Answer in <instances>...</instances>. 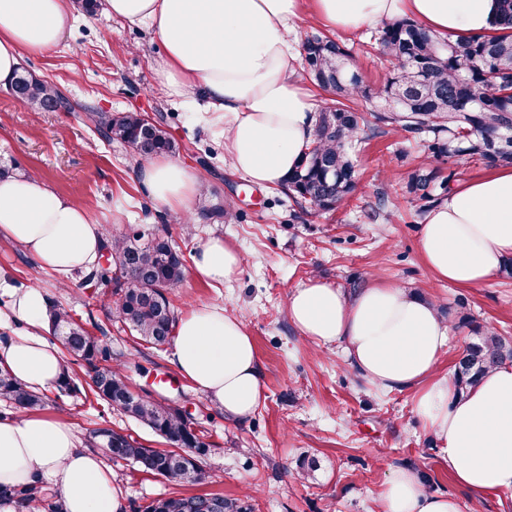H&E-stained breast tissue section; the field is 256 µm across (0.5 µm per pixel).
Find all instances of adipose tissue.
I'll list each match as a JSON object with an SVG mask.
<instances>
[{"mask_svg":"<svg viewBox=\"0 0 512 512\" xmlns=\"http://www.w3.org/2000/svg\"><path fill=\"white\" fill-rule=\"evenodd\" d=\"M302 0H102L103 10L132 25L151 23L164 46L156 69L166 94L200 93L221 124L224 158L262 187L281 185L313 140V101L298 75L289 32ZM327 26L350 31L407 16L454 38L495 31L497 0H313ZM77 10L75 0H0V84L21 68L24 53L56 46ZM138 179L156 205L188 220L200 189L181 162L156 157ZM0 242L22 248L53 271L61 286L95 261L102 239L88 211L34 173L0 177ZM420 250L439 279L474 287L512 258V169L454 189L427 212ZM242 257L223 237L202 241L192 271L209 283L236 279ZM9 304L0 323L23 333L0 340V371L35 392L52 389L63 353L49 340L48 298L37 286L17 290L0 276ZM288 318L306 339L342 345L371 385L416 392L415 412L434 437L457 484L477 494L512 490V364L490 368L471 387L438 375L449 326L435 303L393 284L375 282L347 295L320 279L288 297ZM172 361L179 373L244 422L265 399L248 325L223 306L192 308L175 325ZM43 481L67 512H122L124 503L100 453L54 418L21 413L0 419V484ZM379 512H466L456 497L429 491L413 470L387 479Z\"/></svg>","mask_w":512,"mask_h":512,"instance_id":"adipose-tissue-1","label":"adipose tissue"}]
</instances>
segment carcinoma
Masks as SVG:
<instances>
[{"instance_id": "obj_1", "label": "carcinoma", "mask_w": 512, "mask_h": 512, "mask_svg": "<svg viewBox=\"0 0 512 512\" xmlns=\"http://www.w3.org/2000/svg\"><path fill=\"white\" fill-rule=\"evenodd\" d=\"M495 34L451 39L433 34L409 19L379 24L373 40L390 66L386 83L376 89L364 85L353 69L351 53L337 40L311 32L301 50L311 82L328 94L315 112L314 139L304 152L284 193L300 198L316 212L331 211L348 202L357 187V154L371 138L390 129L416 139L425 158L450 161L467 156L488 167L512 166V0H499ZM21 101L38 112L59 97L58 88L18 73ZM374 123H369L368 117ZM86 120L108 143L128 146L141 160L175 154L180 146L163 121L141 112L113 115L87 112ZM453 179L441 176L429 163L413 168L400 190L415 202L420 215L453 189ZM109 254V265L96 261L80 272L87 284L110 289L108 318L121 322L130 334L159 349L170 343L176 324L170 291L184 277L179 246L163 234L147 236L139 229L103 235L99 256ZM52 335L69 354L89 368L91 383L80 389L64 371L57 389L107 404L144 424L171 448H148L128 434L112 428L93 431L96 444L115 460L136 470L157 474L172 485L205 480L203 468L193 470L178 448H194L206 455L210 444L201 430L168 400L135 395L128 381L112 367V350L93 336L68 311L52 306ZM512 362V340L488 330L459 362L456 381L466 388L489 368ZM0 400L17 411H37L46 397L27 390L10 376L0 374ZM16 503L17 512H65L58 494L42 482L0 485V500ZM203 495L175 492L132 509V512H203Z\"/></svg>"}]
</instances>
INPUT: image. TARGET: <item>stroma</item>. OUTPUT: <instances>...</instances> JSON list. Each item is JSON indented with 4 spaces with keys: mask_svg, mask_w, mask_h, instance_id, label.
Segmentation results:
<instances>
[{
    "mask_svg": "<svg viewBox=\"0 0 512 512\" xmlns=\"http://www.w3.org/2000/svg\"><path fill=\"white\" fill-rule=\"evenodd\" d=\"M367 28L336 31L356 53L365 85L376 88L387 69L358 51ZM162 48L149 25H129L96 11L79 14L60 43L25 55L22 67L65 90L78 108L36 112L0 87V165L40 173L53 188L85 207L105 229L128 224L146 232L166 230L191 259L198 243L223 236L243 258L236 280L216 287L193 275L171 293L178 313L221 304L244 313L256 351L266 398L250 420L236 423L182 377L169 350H158L107 318L103 288L74 279L59 287L56 276L20 247L0 243V274L12 287L44 288L49 300L75 320L96 324L135 390L174 401L207 431L205 481L182 490L248 498L252 512H377L379 494L391 473L410 467L433 492L467 503L470 512H512V491L478 495L460 487L441 459L431 435L414 411V390L380 392L347 360L342 346L312 345L290 323L287 300L309 278L335 287L392 283L436 300L450 327L440 374L456 363L481 331L512 336V277L498 274L476 287L440 280L427 267L419 247L422 217L416 216L399 179L419 161L414 140L388 133L371 139L360 157V176L352 199L329 212L312 214L278 188L250 184L224 159L220 126L203 120L201 96L168 97L156 77ZM104 112H142L164 118L181 150L178 159L202 181L194 208L229 206L235 219L194 218L184 226L177 216L159 212L151 193L135 176L138 161L120 144H107L85 121L86 108ZM388 194L393 217L368 216L365 206ZM44 412L68 424L81 438L109 426L149 448L164 447L148 427L106 404L46 393ZM318 466L301 475L304 459ZM124 502L144 503L171 492L163 479L136 472L126 461L111 465Z\"/></svg>",
    "mask_w": 512,
    "mask_h": 512,
    "instance_id": "35a3bbf8",
    "label": "stroma"
}]
</instances>
